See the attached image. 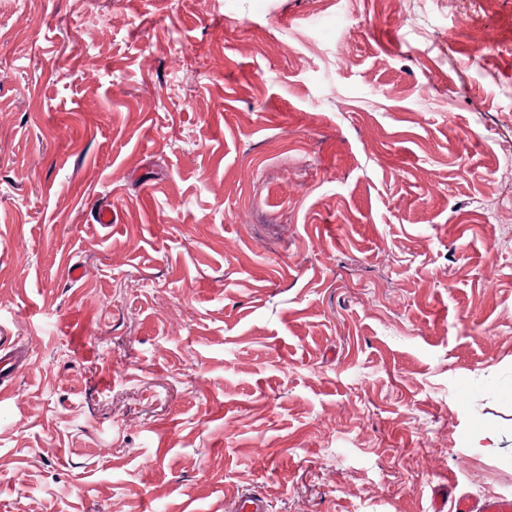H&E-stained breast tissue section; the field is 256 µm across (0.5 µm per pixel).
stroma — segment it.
Here are the masks:
<instances>
[{
	"label": "stroma",
	"instance_id": "obj_1",
	"mask_svg": "<svg viewBox=\"0 0 512 512\" xmlns=\"http://www.w3.org/2000/svg\"><path fill=\"white\" fill-rule=\"evenodd\" d=\"M507 144L512 0H0V512L512 494ZM29 357L19 336L11 328L0 324V382L9 383L17 366ZM268 500L257 492L245 491L232 503V512H269Z\"/></svg>",
	"mask_w": 512,
	"mask_h": 512
}]
</instances>
